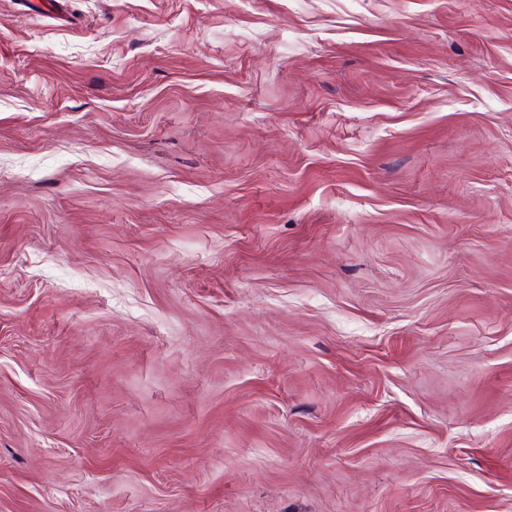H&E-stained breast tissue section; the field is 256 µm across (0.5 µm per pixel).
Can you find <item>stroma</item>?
<instances>
[{
    "label": "stroma",
    "instance_id": "1",
    "mask_svg": "<svg viewBox=\"0 0 512 512\" xmlns=\"http://www.w3.org/2000/svg\"><path fill=\"white\" fill-rule=\"evenodd\" d=\"M0 512H512V0H0Z\"/></svg>",
    "mask_w": 512,
    "mask_h": 512
}]
</instances>
